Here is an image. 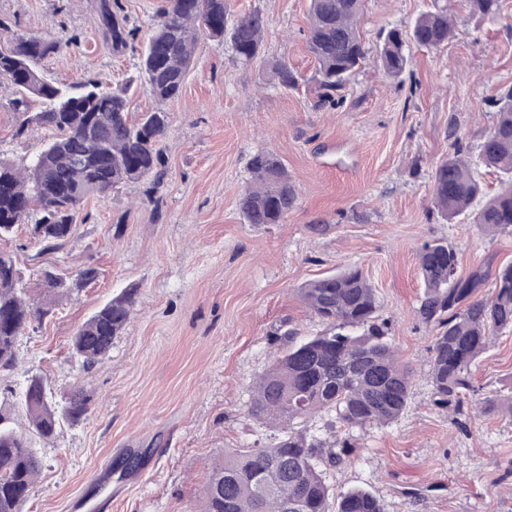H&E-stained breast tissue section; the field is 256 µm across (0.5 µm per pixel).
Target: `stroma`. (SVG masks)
<instances>
[{"label": "stroma", "mask_w": 512, "mask_h": 512, "mask_svg": "<svg viewBox=\"0 0 512 512\" xmlns=\"http://www.w3.org/2000/svg\"><path fill=\"white\" fill-rule=\"evenodd\" d=\"M99 0H0L11 32L47 37L59 50L42 60L47 78L71 86L93 77L112 88L137 79L139 54H115L97 27ZM228 18L267 19L263 52L238 64L230 41L201 36L180 96L165 102L171 128L158 181L89 198L71 237L41 250L28 225L0 239L32 298L45 272L96 279L62 299L22 337L17 365L0 385V413L26 425L10 392L33 372L56 397L79 389L92 400L78 424L38 450L43 468L23 512H71L86 495L109 512H201L212 464L224 452L267 442L247 404L260 374L282 350L288 326L315 336L325 323L301 287L349 266L376 291L389 336L415 371L413 396L385 428L356 431V445L323 461L340 494L373 492L386 512H512V330L499 333L472 377L498 409L479 415L437 408L427 377L432 327L416 310L424 286L417 250L445 240L462 275L481 272L488 296L512 262V234L492 235L470 217L445 220L432 200L434 173L462 144L487 193L500 182L478 160L499 94L512 87V0L491 22L450 0L454 35L440 50L413 49L399 78L374 60L353 75L343 101L318 103L307 47L309 0H227ZM432 0H367L361 30L408 29ZM285 61L296 88L276 84ZM16 96L0 85V157L25 163L53 136H16ZM277 154L297 189L286 221L246 224L238 199L258 151ZM134 311L107 359L83 368L71 355L77 329L121 289Z\"/></svg>", "instance_id": "35a3bbf8"}]
</instances>
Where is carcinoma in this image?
<instances>
[{
    "instance_id": "cac0c4a2",
    "label": "carcinoma",
    "mask_w": 512,
    "mask_h": 512,
    "mask_svg": "<svg viewBox=\"0 0 512 512\" xmlns=\"http://www.w3.org/2000/svg\"><path fill=\"white\" fill-rule=\"evenodd\" d=\"M463 2L489 21L499 16L500 0ZM364 5L365 0H310L308 48L317 61L323 105L343 99L352 75L370 53L385 76L398 78L411 62V48L437 50L453 36L448 4L437 2L409 30L391 28L371 49L358 29ZM98 21L112 52L122 53L134 42L135 31L118 0H100ZM266 25L259 10L228 24L226 0H164L142 49L141 85L159 103L178 97L203 31L215 39H230L236 58L247 65L261 52ZM57 48L52 40L24 34L13 35L0 47V78L19 94L13 102L19 114L16 135L29 133L35 125L55 131L23 171L0 158V237L26 223L35 243L49 250L69 239L86 199L160 176V142L170 127L169 113L161 108L130 118V85L110 89L89 81L64 89L48 80L39 64ZM272 73L283 87L298 85L285 61L275 63ZM35 105L41 111L32 112ZM478 158L500 173L507 186L488 197L473 220L488 233H512V89L500 95ZM249 170L251 180L238 201L245 222H284L297 191L282 160L259 151L251 157ZM483 196L471 161L455 149L435 170L434 206L451 221ZM417 259L425 288L418 317L436 326L429 358L433 404L460 413L466 396L475 392L471 366L494 335L512 329V263L499 268L491 294L477 298L483 276H461L457 252L448 242L424 243ZM96 277L92 268L72 281L47 272L42 286L46 295L61 298ZM21 281L13 260L0 255V378L9 377L15 366L19 337L51 312V303L32 301L19 287ZM301 295L327 329L300 339L294 331L283 332L287 345L256 380L248 404V413L273 430L270 442L224 453L204 485L202 512H385L383 503L362 488L330 500L320 463L338 454L326 450V440L301 420L322 412L334 416L327 428L340 425L347 438L337 445L351 448L353 431L388 426L404 413L412 397L413 370L400 359L387 323L379 320L375 290L359 268L314 279L301 288ZM135 304L136 289L127 288L76 331L71 350L82 366L106 358ZM13 394L25 407L32 430L44 440L54 439L63 424L79 422L90 410V397L79 389L56 402L38 373L16 385ZM41 469L31 438L0 414V512H22Z\"/></svg>"
}]
</instances>
